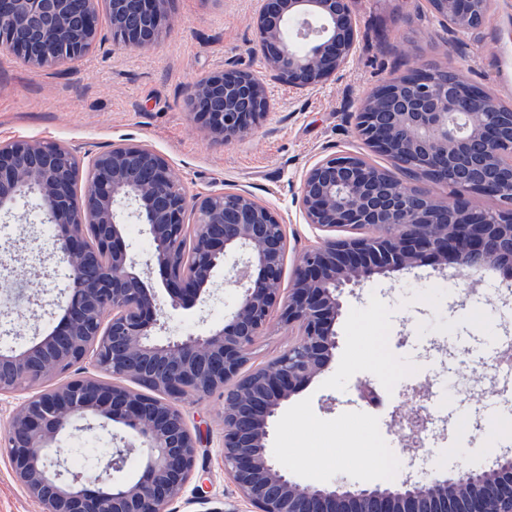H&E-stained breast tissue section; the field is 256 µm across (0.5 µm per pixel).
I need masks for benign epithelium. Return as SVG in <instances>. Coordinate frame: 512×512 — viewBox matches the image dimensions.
I'll list each match as a JSON object with an SVG mask.
<instances>
[{
    "label": "benign epithelium",
    "instance_id": "7a95c632",
    "mask_svg": "<svg viewBox=\"0 0 512 512\" xmlns=\"http://www.w3.org/2000/svg\"><path fill=\"white\" fill-rule=\"evenodd\" d=\"M101 0H0V48L35 68H61L82 57L97 36ZM112 38L149 48L162 34L165 0H106ZM350 0H261L255 50L297 88L342 71L356 28ZM450 30L467 31L485 13L478 0H429ZM432 65L393 77L355 113L357 135L372 151L410 167L414 184L391 180L340 154L304 174L296 203L322 233L299 256L292 288L281 295L287 252L283 224L247 192L190 196L168 160L150 146L122 141L91 157L74 187L66 145L38 140L0 144V211L31 198L51 227L52 255L67 269L66 299L50 328L22 350L0 352V396L32 389L9 418L0 447L14 479L42 512H173L192 480L199 452L178 405L185 391L203 397L224 390V471L253 512H512V458L489 471L461 470L421 484L375 488L313 486L295 481L266 447L283 402L325 372L337 346L336 320L345 289L376 273L426 264H453L467 276L488 267L512 275V112L454 70L449 82L430 78ZM194 119L229 143L252 132L268 100L260 79L228 70L190 85ZM444 177L456 205L435 200L423 184ZM500 202L497 219L475 197ZM196 213L193 231L187 211ZM144 226L148 264L165 274L169 306L187 309L209 293L216 270L231 256L239 300L229 319L208 331L157 339L151 329L165 312L136 270L126 224ZM368 228L373 236L332 233ZM279 309L298 340L247 380L241 371L258 336ZM109 320H104L105 315ZM80 363L139 382L141 390L95 374L44 385ZM111 421L130 441L104 461L74 471L53 457L79 420ZM138 474L120 480L131 452Z\"/></svg>",
    "mask_w": 512,
    "mask_h": 512
}]
</instances>
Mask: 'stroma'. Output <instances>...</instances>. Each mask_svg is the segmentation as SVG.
Here are the masks:
<instances>
[{
  "label": "stroma",
  "instance_id": "obj_1",
  "mask_svg": "<svg viewBox=\"0 0 512 512\" xmlns=\"http://www.w3.org/2000/svg\"><path fill=\"white\" fill-rule=\"evenodd\" d=\"M351 10L357 40L347 67L307 89L288 86L252 54L260 39L257 0H168L163 37L148 49L115 45L109 19L100 15L90 52L58 69H34L0 50V143L58 142L83 157L130 139L164 155L190 194L247 191L285 226L282 284L290 286L298 253L318 243L295 203L305 170L348 153L392 166L354 130L361 100L390 74L426 62L452 67L512 107V0H489L483 24L462 33L448 31L429 0H351ZM232 69L264 74L268 115L252 134L220 144L195 124L185 91ZM50 253L32 208L20 203L0 218V275L23 290L0 311V350L23 347L47 329L49 303L66 282L65 267ZM228 277L217 270L204 301L169 312L166 335L221 323L239 296ZM342 303L329 369L292 395L273 424L268 451L282 468L303 483L372 488L484 471L512 456V377L494 371L485 346L487 337L512 336V280L495 269L474 280L452 265H423L373 276L346 289ZM294 339V331L271 322L247 369L274 360ZM363 380L387 388L384 412L358 399ZM417 381L433 417V443L424 452L397 429ZM450 402L460 417L444 412ZM180 407L200 448L174 512H252L224 473L223 392L183 398Z\"/></svg>",
  "mask_w": 512,
  "mask_h": 512
}]
</instances>
